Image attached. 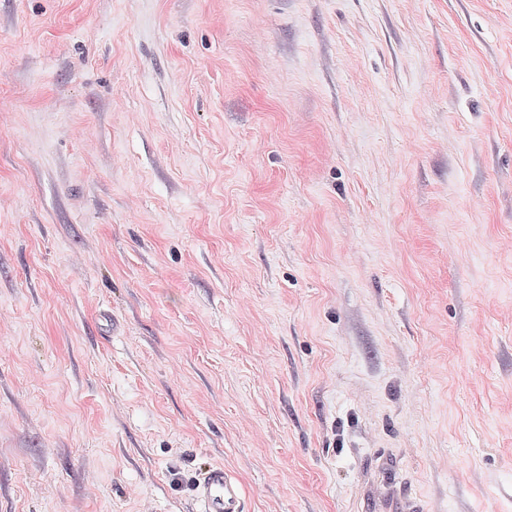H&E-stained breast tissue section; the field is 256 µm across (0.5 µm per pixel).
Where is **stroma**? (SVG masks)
<instances>
[{
    "instance_id": "1",
    "label": "stroma",
    "mask_w": 512,
    "mask_h": 512,
    "mask_svg": "<svg viewBox=\"0 0 512 512\" xmlns=\"http://www.w3.org/2000/svg\"><path fill=\"white\" fill-rule=\"evenodd\" d=\"M512 512V0H0V512ZM377 473L380 489L372 496L375 509L372 512H421L420 505L414 497L397 494L393 488L395 470L392 462L388 459L380 460ZM193 496L200 512L245 510V496L238 478L221 465L208 466L200 472Z\"/></svg>"
}]
</instances>
